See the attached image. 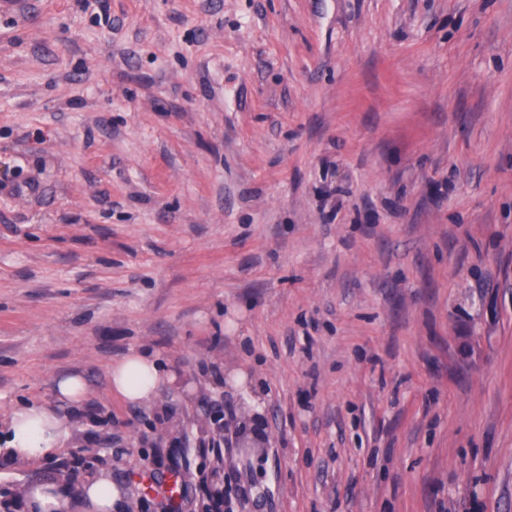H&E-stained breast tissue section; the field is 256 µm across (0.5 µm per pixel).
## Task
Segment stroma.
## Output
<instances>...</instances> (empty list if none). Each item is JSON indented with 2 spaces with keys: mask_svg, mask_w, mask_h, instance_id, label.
Returning a JSON list of instances; mask_svg holds the SVG:
<instances>
[{
  "mask_svg": "<svg viewBox=\"0 0 512 512\" xmlns=\"http://www.w3.org/2000/svg\"><path fill=\"white\" fill-rule=\"evenodd\" d=\"M162 354L145 406L108 371ZM81 373L82 405L54 395ZM0 512H512V0L0 6ZM261 415L264 457L211 404ZM68 435L63 418L52 408L27 405L15 408L5 421L4 457L31 460L54 453ZM122 500V491L112 483L107 470H99L88 476L80 490L82 512H112ZM68 504V497L56 484L36 483L27 490L28 512H62Z\"/></svg>",
  "mask_w": 512,
  "mask_h": 512,
  "instance_id": "35a3bbf8",
  "label": "stroma"
}]
</instances>
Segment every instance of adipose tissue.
Segmentation results:
<instances>
[{
	"label": "adipose tissue",
	"instance_id": "obj_1",
	"mask_svg": "<svg viewBox=\"0 0 512 512\" xmlns=\"http://www.w3.org/2000/svg\"><path fill=\"white\" fill-rule=\"evenodd\" d=\"M174 376L160 363L155 352L137 350L112 365L109 371L113 395L124 402L144 404L158 390L172 383ZM68 435L63 418L52 408L27 405L15 408L5 422V448L12 460H31L54 453ZM122 500V491L107 470L88 476L80 490L84 512H113Z\"/></svg>",
	"mask_w": 512,
	"mask_h": 512
}]
</instances>
